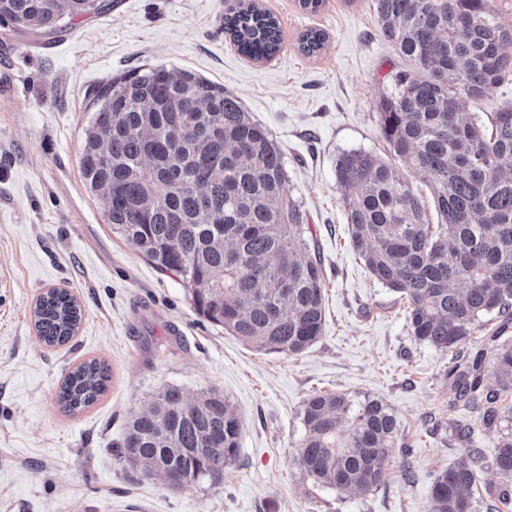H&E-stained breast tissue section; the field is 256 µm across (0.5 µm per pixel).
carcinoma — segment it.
I'll list each match as a JSON object with an SVG mask.
<instances>
[{"label": "carcinoma", "instance_id": "1", "mask_svg": "<svg viewBox=\"0 0 512 512\" xmlns=\"http://www.w3.org/2000/svg\"><path fill=\"white\" fill-rule=\"evenodd\" d=\"M374 2L380 35L408 68L377 106L391 160L352 150L336 162L351 241L373 278L407 302L410 335L452 353L450 406L477 412L485 428L512 425V107L484 118L466 111L512 73V24L494 0ZM105 9L101 0H0V25L48 36ZM224 32L255 61L280 48L279 21L256 0L225 14ZM326 40L310 29L301 51L312 55ZM93 104L82 176L106 223L158 270L176 274L200 317L268 353L313 345L324 325L322 260L305 238L301 205L287 194L272 133L224 87L164 66L105 81ZM488 315L501 324L486 329ZM33 317L40 339L60 345L82 314L67 291L51 289ZM489 349L494 387L484 384ZM109 380L105 363L79 364L61 384V408L91 406ZM301 416L295 461L308 479L338 492L380 484L397 433L386 404L319 392ZM241 431L223 394L191 399L168 385L131 415L118 453L129 468L170 484L216 483L239 455ZM457 432L470 448L437 475L429 512H478L480 451L471 447V425ZM492 468L512 482V431L498 439Z\"/></svg>", "mask_w": 512, "mask_h": 512}]
</instances>
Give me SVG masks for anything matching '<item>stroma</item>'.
<instances>
[{
  "label": "stroma",
  "mask_w": 512,
  "mask_h": 512,
  "mask_svg": "<svg viewBox=\"0 0 512 512\" xmlns=\"http://www.w3.org/2000/svg\"><path fill=\"white\" fill-rule=\"evenodd\" d=\"M235 0H112L109 11L38 37L0 28V512H428L436 476L463 455L451 422L473 425L484 457L480 512L503 480L488 461L500 429L448 407L449 356L409 335L399 294L354 251L336 179L340 154L387 157L377 104L406 60L378 31L373 0H260L282 30L254 61L224 33ZM326 33L306 56L299 38ZM173 67L224 86L269 129L288 194L302 206L322 259L325 322L296 356L267 354L198 316L180 279L157 270L106 224L82 177L94 90L139 66ZM82 310L60 346L37 335L49 289ZM105 362V393L76 414L57 394L80 363ZM176 385L215 390L242 421L240 452L220 484L174 489L127 470L118 455L133 412ZM316 392L382 400L398 432L377 488L337 492L295 464L300 412Z\"/></svg>",
  "instance_id": "stroma-1"
}]
</instances>
